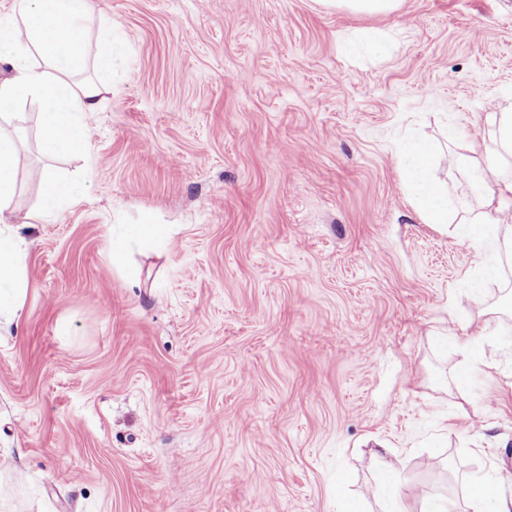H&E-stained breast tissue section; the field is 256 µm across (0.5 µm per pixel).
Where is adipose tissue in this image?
<instances>
[{
    "label": "adipose tissue",
    "mask_w": 512,
    "mask_h": 512,
    "mask_svg": "<svg viewBox=\"0 0 512 512\" xmlns=\"http://www.w3.org/2000/svg\"><path fill=\"white\" fill-rule=\"evenodd\" d=\"M92 0H14L9 24L0 23V62L13 69L0 80V112L33 98L40 107L39 146L43 155L81 153L88 146L87 118L98 111L109 88L83 78L86 61L98 72L111 70L114 59L112 29L104 27L95 53H88L85 26ZM28 31V43H19L16 26ZM39 54L40 65L28 64ZM492 145H479L477 154H462L458 166L470 176V192L484 210L486 223L497 225L493 238L499 257L512 261V176L501 168L512 161V98L503 100L491 114ZM402 180L415 199L426 223L449 224L448 203L453 185L438 181L430 167V148L416 141L405 150ZM168 224H136L112 240V261L122 263L127 252L144 241L171 242ZM27 245L14 225H0V331L8 329L22 312L28 292Z\"/></svg>",
    "instance_id": "ef3b65f1"
}]
</instances>
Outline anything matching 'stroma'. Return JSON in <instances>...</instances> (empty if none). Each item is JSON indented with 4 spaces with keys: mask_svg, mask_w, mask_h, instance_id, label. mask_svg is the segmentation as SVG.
Instances as JSON below:
<instances>
[{
    "mask_svg": "<svg viewBox=\"0 0 512 512\" xmlns=\"http://www.w3.org/2000/svg\"><path fill=\"white\" fill-rule=\"evenodd\" d=\"M111 88L86 152L45 157L39 106L8 223L29 292L0 334V512H470L512 469V265L424 222L404 141L471 197L460 125L512 95V0H93ZM387 32L386 53L351 48ZM55 171L78 200L34 220ZM130 224L172 243L112 265ZM476 298L459 309L457 295ZM494 315L492 367L449 327ZM465 374L456 383V374ZM326 8L343 9L351 14L367 17L396 11L400 0H319ZM113 59L112 25H105L96 46L95 69L100 73L109 72L112 70ZM384 474L391 484V490L389 493L390 510L387 512H406L401 493L397 485L399 476L398 468L391 460L384 461Z\"/></svg>",
    "mask_w": 512,
    "mask_h": 512,
    "instance_id": "1",
    "label": "stroma"
}]
</instances>
